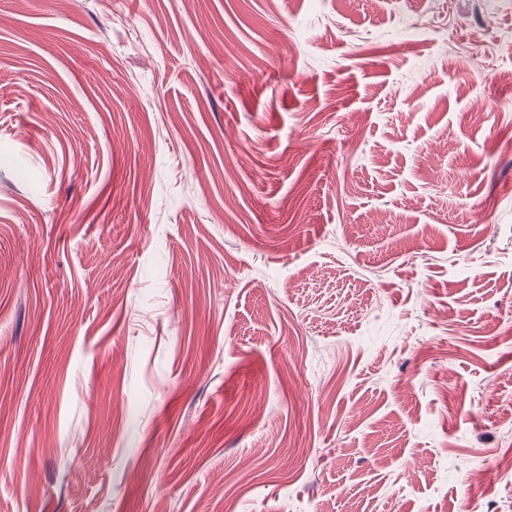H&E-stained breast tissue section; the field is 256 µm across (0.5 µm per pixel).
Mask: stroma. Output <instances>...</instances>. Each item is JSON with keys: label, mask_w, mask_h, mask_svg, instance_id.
Returning a JSON list of instances; mask_svg holds the SVG:
<instances>
[{"label": "stroma", "mask_w": 512, "mask_h": 512, "mask_svg": "<svg viewBox=\"0 0 512 512\" xmlns=\"http://www.w3.org/2000/svg\"><path fill=\"white\" fill-rule=\"evenodd\" d=\"M512 0H0V512H512Z\"/></svg>", "instance_id": "35a3bbf8"}]
</instances>
